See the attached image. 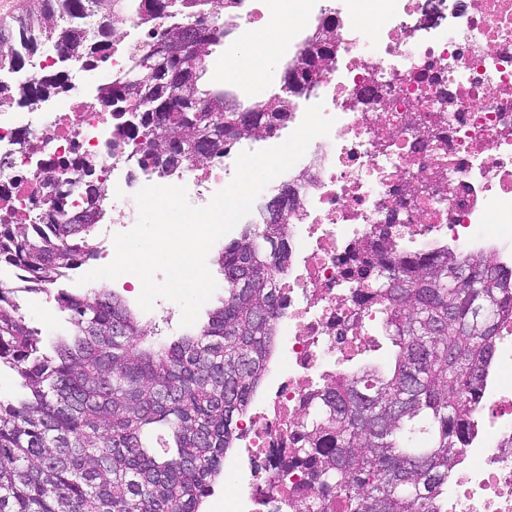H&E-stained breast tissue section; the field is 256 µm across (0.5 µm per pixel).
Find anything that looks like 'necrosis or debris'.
Returning a JSON list of instances; mask_svg holds the SVG:
<instances>
[{
  "instance_id": "1",
  "label": "necrosis or debris",
  "mask_w": 512,
  "mask_h": 512,
  "mask_svg": "<svg viewBox=\"0 0 512 512\" xmlns=\"http://www.w3.org/2000/svg\"><path fill=\"white\" fill-rule=\"evenodd\" d=\"M376 23L339 5L300 15L273 12L270 0H241L253 28L276 27L289 58H300L322 28L333 31V63L300 96L333 117L329 135L272 180L300 205L292 216V262L280 283V330L287 368L240 423L233 512H288L292 490L282 460L306 397L327 369L355 353L375 312L356 299L371 287L357 277L355 243L389 224L397 240L467 244L492 222L512 240V0H379ZM87 69L70 66L36 102L0 105V221L43 222L51 195L40 170L66 182L63 205H85L78 168L92 164L109 210L136 223L134 195L157 183L151 165L109 148L118 115L84 93ZM235 174L234 161L192 158L165 179L207 205ZM483 395L485 427L448 480V512H512V348L503 350Z\"/></svg>"
}]
</instances>
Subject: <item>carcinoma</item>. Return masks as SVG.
<instances>
[{
  "instance_id": "carcinoma-1",
  "label": "carcinoma",
  "mask_w": 512,
  "mask_h": 512,
  "mask_svg": "<svg viewBox=\"0 0 512 512\" xmlns=\"http://www.w3.org/2000/svg\"><path fill=\"white\" fill-rule=\"evenodd\" d=\"M36 0L0 27V71L19 73L45 47L94 71L118 50L130 12L153 44L98 85V100L130 113L123 148L163 177L198 155L220 156L282 125L292 97L330 59L308 44L290 96L241 107L200 87L213 47L236 27L234 0ZM32 100L31 82L8 86ZM0 223V368L20 394L0 398V512H200L239 439V422L269 375L278 340L277 281L288 274L289 224H246L224 243V299L207 321L173 341L148 337L107 288L52 286L97 256L91 231L104 217ZM375 287L362 294L392 347L383 367L363 364L321 379L298 419L285 470L300 474L288 512H445L448 476L477 434L501 328L512 322V265L446 244L400 247L389 228L354 248ZM53 295L68 329L49 343L21 312L18 293Z\"/></svg>"
}]
</instances>
